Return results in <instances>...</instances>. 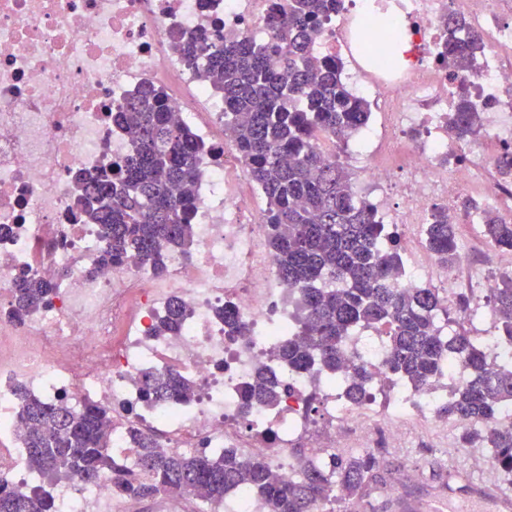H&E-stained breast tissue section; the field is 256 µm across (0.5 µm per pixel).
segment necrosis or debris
Instances as JSON below:
<instances>
[{
	"label": "necrosis or debris",
	"mask_w": 512,
	"mask_h": 512,
	"mask_svg": "<svg viewBox=\"0 0 512 512\" xmlns=\"http://www.w3.org/2000/svg\"><path fill=\"white\" fill-rule=\"evenodd\" d=\"M274 0H0V479L25 487L32 473L25 458V426L14 389L71 407L94 401L112 409V450L132 456L131 429L156 430L163 445L181 453L239 448L244 456L267 452L257 427L270 429L280 451L272 472L294 477L289 450L304 434L309 452L327 445L306 413L312 390L323 397L333 426H353L362 437L375 430L397 436L404 420H430L445 391L391 390L388 398L359 404L337 397L324 376L282 373L290 391L278 407L240 417V391L259 365H273L274 350L295 333L294 293L278 275L265 244L260 216L242 205L246 189L224 139V99L198 80L171 47L174 34L212 38L248 35L270 41ZM464 18L478 33L484 54L464 57L453 69L438 59L447 15ZM320 59L343 62L350 92L369 101L387 139L406 147L401 182L375 156V130L354 147L365 157L367 201L381 223L408 228L427 223L431 202L443 200L453 224H477L459 201L473 188L512 216V182L497 172L512 146V0H345L312 42ZM160 89L205 150L197 158L199 205L189 250L169 249L165 274L137 257L99 268L98 227L74 210L76 174L109 168L128 151L129 136L112 122L115 109L142 86ZM467 89L484 130L482 140L458 141L448 129L459 89ZM402 207H394L393 195ZM413 238L404 287L430 286L455 296L468 266L443 269ZM58 277L56 293L40 312L15 320L12 298L21 273ZM187 315L177 334L158 336L156 321L171 299ZM236 307L245 335L228 340L218 309ZM183 375L189 401L146 402L145 373ZM57 512H136L118 496L111 475L91 486L61 485Z\"/></svg>",
	"instance_id": "1"
}]
</instances>
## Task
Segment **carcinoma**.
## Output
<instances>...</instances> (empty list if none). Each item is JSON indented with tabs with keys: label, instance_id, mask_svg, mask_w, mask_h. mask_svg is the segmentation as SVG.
I'll use <instances>...</instances> for the list:
<instances>
[{
	"label": "carcinoma",
	"instance_id": "cac0c4a2",
	"mask_svg": "<svg viewBox=\"0 0 512 512\" xmlns=\"http://www.w3.org/2000/svg\"><path fill=\"white\" fill-rule=\"evenodd\" d=\"M342 0H288L277 41L259 43L248 36L207 42L179 35L174 47L198 68L199 76L218 81L224 94V131L252 181L263 191L267 209L262 221L272 227L269 246L277 273L299 294L298 332L274 352L296 373L321 371L351 377L346 397L360 403L374 389L373 372L358 354H349L346 339L359 330L382 335L387 383L397 380L419 391L442 377L445 361H457L464 382L448 376V400L435 414L482 427L460 438L464 448H482L498 479L512 483V422L502 420L512 405V361L498 349L512 347V277L501 280L487 298L497 325L490 336H472L454 328L436 288H400L403 260L394 233L376 222L371 206L356 196L354 183L336 156L318 150L323 140L342 141L370 118L365 100L353 96L341 77V64L310 55V44ZM457 16L446 19V37L438 53L448 69L483 51L481 38L460 32ZM475 105L460 90L448 126L460 140L480 135ZM113 120L130 133L127 155L112 172L76 177L73 204L89 223L101 228L100 265L118 264L135 254L165 272L162 256L170 245L187 248L193 239L192 218L198 206L195 165L202 144L169 110L163 94L143 87L126 100ZM483 235L496 249L512 252V220L484 211ZM429 250L440 263L458 260L456 225L440 207L426 225ZM56 291L52 279L22 274L16 282L14 316L21 320L40 310ZM184 307L172 300L155 332L172 335L181 328ZM224 325L233 336L245 325L226 305ZM148 402L183 401L188 382L173 373L146 374L141 382ZM283 385L267 366L244 387L241 418L259 403L275 407ZM18 417L28 428L29 465L40 484L21 489L0 480V512H56L51 488L63 480L96 482L112 474L121 496L148 500L164 492L188 496L208 510L244 490L261 512H348V505L370 504L378 483L374 453L332 454L315 460L292 449L297 476L288 482L272 477L269 457L243 456L237 448L185 455L163 447L156 431L135 430L133 467L116 462L104 429L112 409L87 402L75 411L64 399L48 403L15 390Z\"/></svg>",
	"mask_w": 512,
	"mask_h": 512
}]
</instances>
